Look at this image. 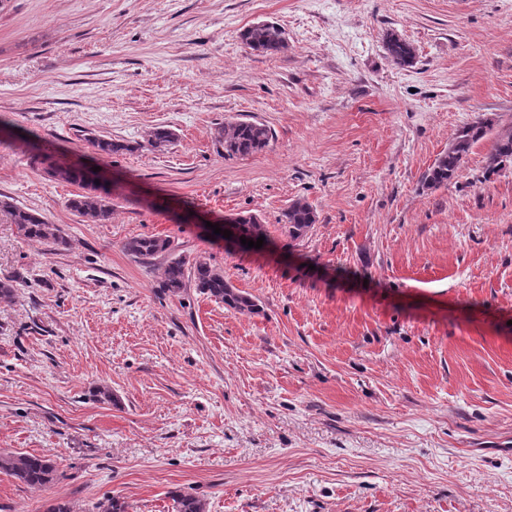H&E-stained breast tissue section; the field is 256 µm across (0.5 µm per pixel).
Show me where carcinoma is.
<instances>
[{
  "label": "carcinoma",
  "instance_id": "1",
  "mask_svg": "<svg viewBox=\"0 0 512 512\" xmlns=\"http://www.w3.org/2000/svg\"><path fill=\"white\" fill-rule=\"evenodd\" d=\"M242 41L252 51L274 55L288 48L285 32L272 23L253 25L241 34ZM385 49L397 66H410L416 54L413 46L394 32L384 38ZM494 122L480 118L460 128L448 143V149L437 156L433 164L423 173L421 189L436 190L450 184L455 178L473 148L493 129ZM214 142L217 152L226 157L245 158L265 150L273 139L270 128L266 125L240 119L216 127ZM176 140L173 130L158 126L154 128L146 143L130 145L102 136L88 139L97 154L103 158L119 152H133L147 148L164 151ZM512 164V126L498 130L493 144L487 153L483 166V180L501 174L504 162ZM49 177L81 188V192L67 200V207L79 216L93 223H103L112 214L111 189L92 181L86 170L57 164L46 168ZM0 213L10 223L16 225L19 236L28 241L46 244L56 249L67 247V240L60 229L50 223L43 215L21 207L13 199L0 196ZM278 223L291 241H300L317 223V214L313 207L303 199L288 204L281 212ZM239 236L248 240H257L266 235L265 225L255 215H243L238 224ZM127 253L140 260L150 259L158 254L171 251V241L167 238L140 235L128 239L124 244ZM192 280L195 287L224 306L240 313L255 314L260 311L253 296L238 290L224 276V271L213 267L203 257L190 262L177 256L168 263L164 270L161 288L177 294L185 287V281ZM0 471L11 476L18 483L30 488H42L57 479V469L50 460L34 454H1ZM174 512H205L206 505L199 497L181 491L172 492Z\"/></svg>",
  "mask_w": 512,
  "mask_h": 512
}]
</instances>
